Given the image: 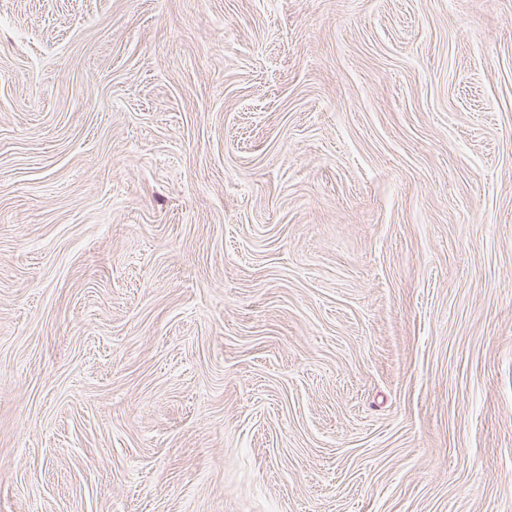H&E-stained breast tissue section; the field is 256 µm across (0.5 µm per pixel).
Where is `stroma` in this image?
I'll list each match as a JSON object with an SVG mask.
<instances>
[{
  "label": "stroma",
  "mask_w": 512,
  "mask_h": 512,
  "mask_svg": "<svg viewBox=\"0 0 512 512\" xmlns=\"http://www.w3.org/2000/svg\"><path fill=\"white\" fill-rule=\"evenodd\" d=\"M0 512H512V0H0Z\"/></svg>",
  "instance_id": "1"
}]
</instances>
